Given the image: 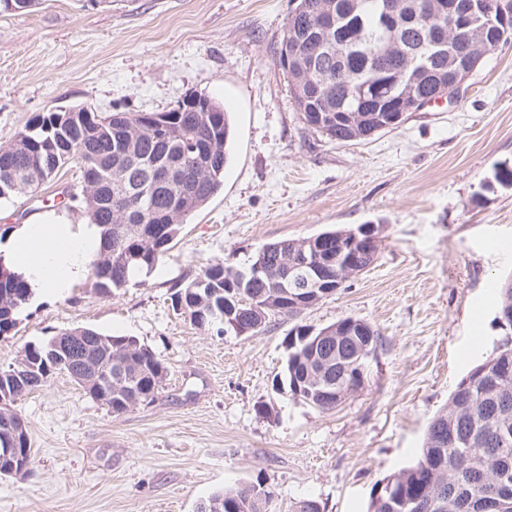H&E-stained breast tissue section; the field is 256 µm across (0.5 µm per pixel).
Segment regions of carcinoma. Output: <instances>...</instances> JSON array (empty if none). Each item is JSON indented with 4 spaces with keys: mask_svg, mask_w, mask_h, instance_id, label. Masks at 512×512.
Segmentation results:
<instances>
[{
    "mask_svg": "<svg viewBox=\"0 0 512 512\" xmlns=\"http://www.w3.org/2000/svg\"><path fill=\"white\" fill-rule=\"evenodd\" d=\"M387 0H297L298 14L288 21L282 40L305 36L318 24L309 7H332L338 24L351 17L363 22V38L347 46H335L318 59L307 56L305 71L284 70L293 94L295 111L303 121L314 113L329 119L326 135L338 144L353 140L354 129L336 122L342 112L365 116V130L376 127L375 114L387 105V93L403 96L404 105L416 108L420 98L435 96L448 86V74L458 52L482 42L481 35L458 33L447 54L429 58L415 68L407 51L429 53L433 43L448 36V21L434 23L425 15L432 0H395L398 26L395 37L380 27ZM410 81L390 89L385 82L404 70ZM211 111L195 112H47L25 127L11 145L0 147V199L34 193L62 170L75 165L93 171L101 183L97 204L85 203L91 223L102 228L103 247L93 261L94 287L110 294L124 288L140 272L153 268L159 254L178 237L189 216L204 206L224 186L231 137L230 115L224 105L210 101ZM284 271L271 263L265 273L253 277L247 267L222 263L207 267L198 277L176 291L174 299L185 308L191 323L205 328H255L262 331L273 321L295 322L285 339L288 352L284 380L289 391L319 411L336 408L325 393L336 389V378L305 376L300 356L309 354L317 334L298 319L303 311L289 307L287 297L273 300ZM0 335L11 331L29 301L21 275H0ZM499 309H512V277L497 291ZM54 338L25 347L16 364L0 369V397L12 408L22 397L37 391L53 375L69 377L92 357L102 379H112V410L128 411L121 404L136 391L154 402L164 389L167 368L147 346L126 336L103 334L81 328V339L67 345L61 357L53 354ZM328 351L344 359L341 383L357 386L367 376V360L354 358L355 349L328 341ZM488 369L487 378L473 380ZM512 388V345L499 347L485 361L472 367L457 383L448 406L433 417L424 435L419 458L396 476L383 482L380 496H371L366 512H472L473 497L488 488L491 475L512 468V398L509 416L501 413L499 386ZM18 454L0 460V476L28 472L33 461L30 438L17 443ZM448 485V506L440 495L437 467ZM274 492L262 483H244L217 493L204 512H273Z\"/></svg>",
    "mask_w": 512,
    "mask_h": 512,
    "instance_id": "cac0c4a2",
    "label": "carcinoma"
}]
</instances>
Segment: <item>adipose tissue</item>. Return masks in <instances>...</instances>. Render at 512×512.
I'll return each mask as SVG.
<instances>
[{
  "label": "adipose tissue",
  "instance_id": "obj_1",
  "mask_svg": "<svg viewBox=\"0 0 512 512\" xmlns=\"http://www.w3.org/2000/svg\"><path fill=\"white\" fill-rule=\"evenodd\" d=\"M101 244L100 229L94 224H25L0 247V258L22 274L35 299L62 293L85 277Z\"/></svg>",
  "mask_w": 512,
  "mask_h": 512
}]
</instances>
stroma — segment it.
<instances>
[{
    "label": "stroma",
    "instance_id": "obj_1",
    "mask_svg": "<svg viewBox=\"0 0 512 512\" xmlns=\"http://www.w3.org/2000/svg\"><path fill=\"white\" fill-rule=\"evenodd\" d=\"M295 0H42L0 11V146L38 114L166 112L188 95L233 124L224 187L175 245L127 287L93 277L24 307L0 335V368L78 326L129 336L168 368L159 398L121 415L63 373L18 400L34 462L0 479V512H196L262 482L275 512L310 497L365 512L376 483L411 463L459 380L512 336L497 288L512 273V40L485 57L454 104L336 145L304 125L276 64ZM72 168L34 196L0 201V242L54 215L88 222ZM379 227L374 263L305 311L345 317L380 340L362 388L329 412L278 392L291 321L252 335L198 328L174 310L201 269L242 266L265 244L330 228Z\"/></svg>",
    "mask_w": 512,
    "mask_h": 512
}]
</instances>
